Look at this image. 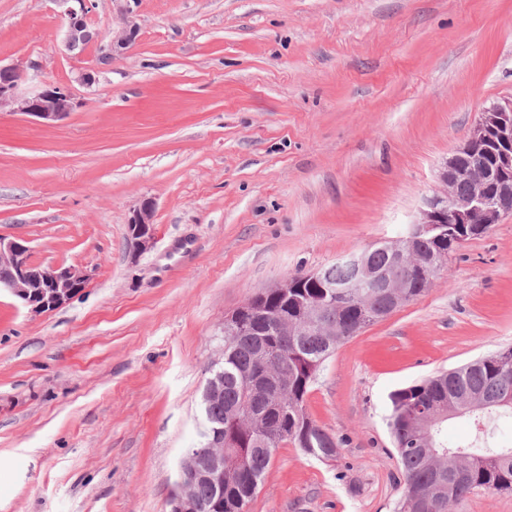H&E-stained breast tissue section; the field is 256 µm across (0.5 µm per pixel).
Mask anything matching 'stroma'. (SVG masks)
<instances>
[{
    "instance_id": "1",
    "label": "stroma",
    "mask_w": 512,
    "mask_h": 512,
    "mask_svg": "<svg viewBox=\"0 0 512 512\" xmlns=\"http://www.w3.org/2000/svg\"><path fill=\"white\" fill-rule=\"evenodd\" d=\"M91 19L136 24L134 45L102 63L67 50L52 0H0V63L78 102L53 126L0 111V235L90 276L44 315L0 292V512H169L225 316L404 236L512 97V0H94ZM510 347L507 215L323 363L304 406L336 456L282 445L247 512H397L390 394ZM155 203L152 199L142 200L133 211L128 222V241L132 254L137 256L152 248L155 240L153 214Z\"/></svg>"
}]
</instances>
